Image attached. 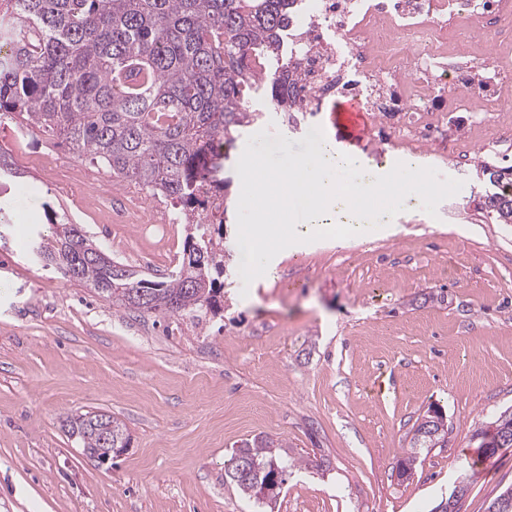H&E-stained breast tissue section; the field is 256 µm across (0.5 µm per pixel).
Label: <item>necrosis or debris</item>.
Wrapping results in <instances>:
<instances>
[{
	"mask_svg": "<svg viewBox=\"0 0 512 512\" xmlns=\"http://www.w3.org/2000/svg\"><path fill=\"white\" fill-rule=\"evenodd\" d=\"M288 24L295 111L356 100L401 140L465 155L463 129L512 151V124L486 115L512 101V68L477 55L466 31L512 45V0H296ZM469 115L468 122L456 119Z\"/></svg>",
	"mask_w": 512,
	"mask_h": 512,
	"instance_id": "necrosis-or-debris-1",
	"label": "necrosis or debris"
}]
</instances>
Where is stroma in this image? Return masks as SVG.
Here are the masks:
<instances>
[{"label":"stroma","instance_id":"stroma-1","mask_svg":"<svg viewBox=\"0 0 512 512\" xmlns=\"http://www.w3.org/2000/svg\"><path fill=\"white\" fill-rule=\"evenodd\" d=\"M330 112L289 123L267 110L225 151L216 176L229 185L224 241L237 243L240 178L249 135L266 130L303 152ZM0 125V146L37 191V203L83 224L105 252L150 279L178 265L165 241L111 212L144 209L132 185L104 190L103 172L49 134L23 148ZM386 174L412 160L462 181L436 215L420 201L368 238L324 239L277 254L270 274L244 285L218 275L219 309L176 327L171 316L119 312L89 289L44 268L33 239L48 222L22 214L0 226V512H254L224 474L241 440L268 436L298 458L275 512H431L464 472L459 512H487L512 485V448L477 455L473 433L512 411V224L477 211L476 163L377 138ZM61 158L45 171V155ZM452 261L455 280L440 276ZM448 420V444L420 455L399 478L410 431L429 407ZM87 411L121 420L128 450L102 464L69 438Z\"/></svg>","mask_w":512,"mask_h":512}]
</instances>
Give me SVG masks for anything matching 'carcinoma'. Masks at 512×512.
I'll return each mask as SVG.
<instances>
[{
  "label": "carcinoma",
  "mask_w": 512,
  "mask_h": 512,
  "mask_svg": "<svg viewBox=\"0 0 512 512\" xmlns=\"http://www.w3.org/2000/svg\"><path fill=\"white\" fill-rule=\"evenodd\" d=\"M292 0H0V122L55 134L75 155L140 189L158 192L186 220L195 187L228 185L212 177L224 145L233 143L260 112L247 98L269 93L270 104L288 107V64L278 72L281 32ZM503 185L501 198L481 203L498 224H512V165H480ZM23 177L0 148V175ZM53 237L31 243V252L62 277L93 289L120 311L183 316L218 310L215 279L224 253L213 241L189 234L176 271L149 280L101 256V248L68 217L43 204ZM112 425V446L102 427ZM494 431L474 434L488 456L512 447V413ZM69 432L91 458L126 448L123 423L99 412L69 419ZM448 437L445 417L426 414L413 428L398 475H410L418 455ZM283 444L255 437L241 442L226 476L240 493L270 506L258 486L277 468L286 481L294 461Z\"/></svg>",
  "instance_id": "cac0c4a2"
}]
</instances>
